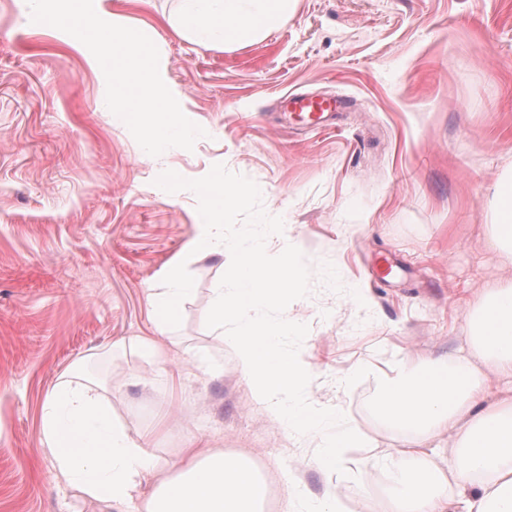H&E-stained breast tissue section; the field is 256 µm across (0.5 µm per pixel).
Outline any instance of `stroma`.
Returning <instances> with one entry per match:
<instances>
[{
  "label": "stroma",
  "instance_id": "1",
  "mask_svg": "<svg viewBox=\"0 0 512 512\" xmlns=\"http://www.w3.org/2000/svg\"><path fill=\"white\" fill-rule=\"evenodd\" d=\"M175 8L111 4L161 44L205 131L153 157L115 121L87 47L31 23L25 0H0V512H112L55 479L41 443L43 403L79 365L164 462L189 448L248 456L270 485L265 512H304L337 487L344 512H377L381 481L363 492L322 471L316 441L255 401L213 334L214 292L242 238L291 225L303 274L287 309L262 315L301 324L281 345L311 355L312 401L361 432L353 456L400 447L403 431L372 411L377 377L352 366L455 353L483 289L512 277L488 229V189L512 162V0H298L287 24L231 51L175 37ZM305 92L344 99L329 128L284 118L282 100ZM215 175L255 192L225 212L223 256H194ZM175 269L194 288L171 329L179 380L115 348L155 335L146 288ZM199 350L221 368L195 372Z\"/></svg>",
  "mask_w": 512,
  "mask_h": 512
}]
</instances>
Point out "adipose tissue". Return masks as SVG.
<instances>
[{
  "instance_id": "obj_1",
  "label": "adipose tissue",
  "mask_w": 512,
  "mask_h": 512,
  "mask_svg": "<svg viewBox=\"0 0 512 512\" xmlns=\"http://www.w3.org/2000/svg\"><path fill=\"white\" fill-rule=\"evenodd\" d=\"M170 22L174 34L203 47L239 48L287 23L297 0H176ZM251 184L203 187L206 206L196 215L192 254L223 255L225 210L242 203ZM491 248L512 259V178L492 187ZM269 233L282 240L278 259L267 244L241 245L227 287L216 289L213 320L225 331L235 367L255 401L286 431L317 440V465L345 470L359 490L382 475L385 493L378 512H512V397L493 391L491 379H512V280L484 289L467 319L466 353L421 354L380 371L376 414L405 430L401 449L379 458L350 459L360 445L356 427L344 414L312 405L307 383L313 366L304 352L289 353L280 338L292 319L260 320L261 308L285 306L301 270L303 247L285 224ZM191 284L178 272L151 283L155 339L136 340L139 355L167 363L160 335L177 321ZM42 441L54 461L55 478L76 484L86 497L115 506L135 504L136 512H263L266 479L239 453L198 455L187 449L177 467L165 468L144 438L132 436L114 418L100 381L75 369L47 396L41 418ZM447 444H439L440 434ZM165 470L149 496L141 488Z\"/></svg>"
}]
</instances>
